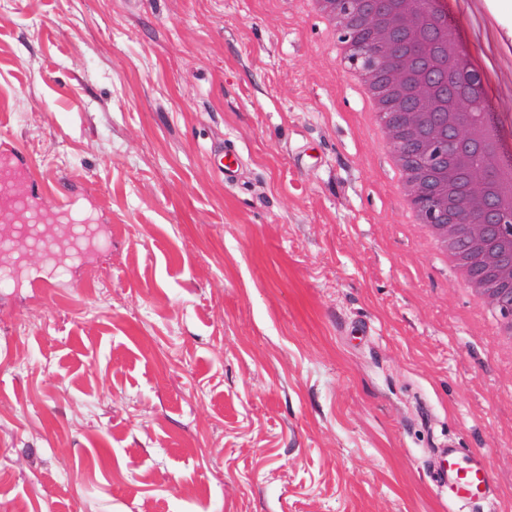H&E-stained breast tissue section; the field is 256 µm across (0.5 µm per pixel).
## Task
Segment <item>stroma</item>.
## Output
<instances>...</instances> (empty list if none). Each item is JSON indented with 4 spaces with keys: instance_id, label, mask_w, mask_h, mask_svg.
Returning <instances> with one entry per match:
<instances>
[{
    "instance_id": "1",
    "label": "stroma",
    "mask_w": 512,
    "mask_h": 512,
    "mask_svg": "<svg viewBox=\"0 0 512 512\" xmlns=\"http://www.w3.org/2000/svg\"><path fill=\"white\" fill-rule=\"evenodd\" d=\"M461 20L512 115V4ZM330 40L303 0H0V154L112 235L0 288V512H454L448 439L512 512V349L406 223ZM239 153L236 149L227 148L210 155L211 165L225 177L232 178L238 168ZM44 267H52L48 263L43 264ZM53 268V267H52ZM27 266L20 273V281L16 288H28L30 291H37L42 294H50L54 291L55 288H58L60 285L56 281H54L57 274H55V270L53 268V272L51 274L45 275H32L31 270L29 273H26Z\"/></svg>"
}]
</instances>
